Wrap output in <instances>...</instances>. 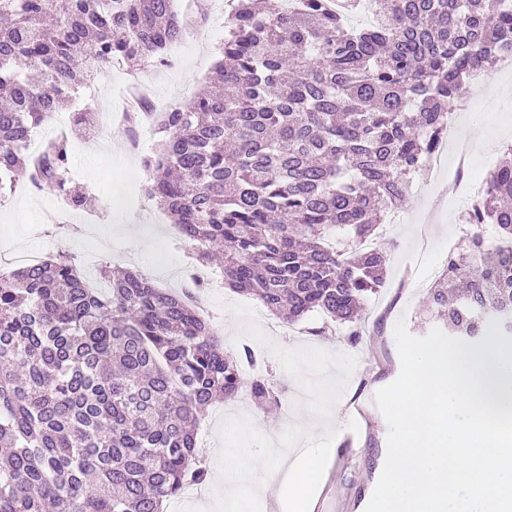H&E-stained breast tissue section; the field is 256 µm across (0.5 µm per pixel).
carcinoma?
I'll return each instance as SVG.
<instances>
[{"label":"carcinoma","mask_w":512,"mask_h":512,"mask_svg":"<svg viewBox=\"0 0 512 512\" xmlns=\"http://www.w3.org/2000/svg\"><path fill=\"white\" fill-rule=\"evenodd\" d=\"M355 28L329 0H237L215 90L163 113L149 195L199 265L283 311L350 325L388 254L367 242L409 199L475 72L512 53V0H374ZM0 191L19 177L87 206L63 177L67 136L37 157L36 129L115 64L168 63L175 0H0ZM466 213L464 245L429 290L448 335L477 341L512 318V144ZM497 244L487 247L486 229ZM98 293L72 256L0 271V512H163L207 471L200 417L247 387L253 349L224 350L183 294L102 264Z\"/></svg>","instance_id":"cac0c4a2"}]
</instances>
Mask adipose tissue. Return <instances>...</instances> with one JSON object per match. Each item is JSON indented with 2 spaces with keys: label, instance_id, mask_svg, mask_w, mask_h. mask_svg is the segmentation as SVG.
<instances>
[{
  "label": "adipose tissue",
  "instance_id": "1",
  "mask_svg": "<svg viewBox=\"0 0 512 512\" xmlns=\"http://www.w3.org/2000/svg\"><path fill=\"white\" fill-rule=\"evenodd\" d=\"M288 467H261L259 460L224 457V482L236 487H250L259 503L288 501L291 512H308L315 485V475L322 468L326 451L322 448L295 450Z\"/></svg>",
  "mask_w": 512,
  "mask_h": 512
}]
</instances>
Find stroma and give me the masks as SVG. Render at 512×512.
<instances>
[{"label": "stroma", "mask_w": 512, "mask_h": 512, "mask_svg": "<svg viewBox=\"0 0 512 512\" xmlns=\"http://www.w3.org/2000/svg\"><path fill=\"white\" fill-rule=\"evenodd\" d=\"M231 3L178 0V11L189 14L190 21L171 51L170 65L151 64L134 72L115 66L111 79L79 89L75 96V108L93 112L90 125L73 127L72 114L65 110L36 130L37 140L45 141L69 131L73 182L87 189L94 203L71 210L48 190L20 180L0 197V254L69 253L91 273L107 262L150 270L165 290L184 285L195 262L168 219L152 223L160 209L146 193L150 174L141 162L143 153L158 143L160 130L152 128L142 151H135L127 124L116 115L133 82L148 88L156 119L172 104L204 91L224 45ZM36 142L28 143V152H36ZM507 143H512V95H486L477 111L459 114L440 173L416 183L397 223L384 227L381 244L390 262L383 287L365 303L366 328L358 344L350 343L348 325L325 323L317 313L298 324L297 335L268 337L257 313L259 301L221 285L210 288L214 334L231 347L246 343L260 354L274 375L279 401L260 406L249 400L232 413L223 403L211 406L196 428L198 444L207 451L208 494L175 503L168 512H210L220 491L217 450L225 445V429L240 426L245 429L241 452L257 456L302 442L315 447L337 443L330 466L318 479L311 512H365L387 457L388 426L374 397L401 371L395 325L405 322L419 338L437 327L425 312L427 292L472 204L466 187L499 163ZM321 325L326 333L312 335V328Z\"/></svg>", "instance_id": "1"}]
</instances>
